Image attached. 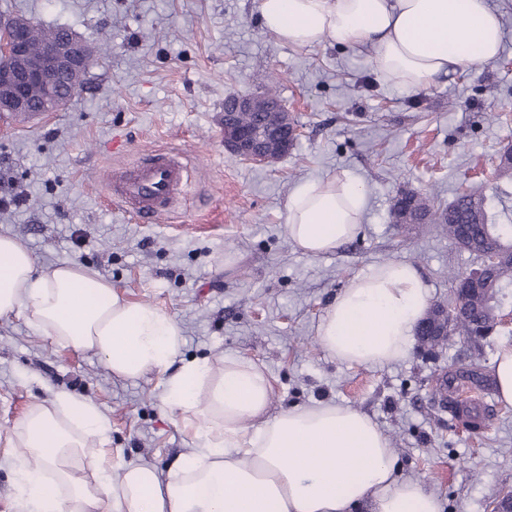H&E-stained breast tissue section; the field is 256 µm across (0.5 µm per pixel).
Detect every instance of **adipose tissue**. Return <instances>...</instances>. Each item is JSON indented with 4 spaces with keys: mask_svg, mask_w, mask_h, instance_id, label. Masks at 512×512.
<instances>
[{
    "mask_svg": "<svg viewBox=\"0 0 512 512\" xmlns=\"http://www.w3.org/2000/svg\"><path fill=\"white\" fill-rule=\"evenodd\" d=\"M257 9L282 41L367 48L375 71L405 89L498 57L504 39L488 0H258ZM366 204L345 174L302 183L288 198V237L310 257L334 252L360 234ZM428 301L412 264L384 262L348 281L316 338L340 362L390 364L410 354ZM16 312L117 377L160 376L165 409L196 439L165 472L113 461L99 407L48 387L12 430L19 512H441L421 480L396 479L387 437L362 412L319 402L271 413L270 378L240 356L170 372L185 344L173 314L78 263L39 269L20 239L0 234V318Z\"/></svg>",
    "mask_w": 512,
    "mask_h": 512,
    "instance_id": "adipose-tissue-1",
    "label": "adipose tissue"
}]
</instances>
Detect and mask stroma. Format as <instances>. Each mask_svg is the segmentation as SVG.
<instances>
[{
	"instance_id": "stroma-1",
	"label": "stroma",
	"mask_w": 512,
	"mask_h": 512,
	"mask_svg": "<svg viewBox=\"0 0 512 512\" xmlns=\"http://www.w3.org/2000/svg\"><path fill=\"white\" fill-rule=\"evenodd\" d=\"M490 4L504 24L500 55L409 90L380 78L369 52L282 43L259 25L257 0H0V17L71 29L94 49L63 108L0 123V192L16 197L0 206V234L20 238L40 268L77 262L174 314L184 358L251 359L272 382V410L331 401L365 413L393 442L401 478L422 480L441 512H490L512 490V406L475 392L471 427L437 389L464 361L490 371L512 331L479 352L456 335L376 366L341 363L316 340L329 303L375 264H413L434 303L476 266L445 226L394 224L401 191L445 205L480 184L497 223L512 219V182L495 176L512 147V0ZM273 73L300 136L273 166L247 164L225 153L219 116L229 96L264 93ZM158 149L187 154L190 178L171 214L137 221L106 202L100 176ZM339 173L367 193L363 230L306 256L288 238L285 203L298 184ZM45 382L100 407L114 459L165 468L194 446L163 407L159 378L118 379L24 315L0 318V512H16L12 428Z\"/></svg>"
}]
</instances>
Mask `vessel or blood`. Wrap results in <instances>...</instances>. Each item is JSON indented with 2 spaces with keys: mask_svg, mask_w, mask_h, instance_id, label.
Listing matches in <instances>:
<instances>
[{
  "mask_svg": "<svg viewBox=\"0 0 512 512\" xmlns=\"http://www.w3.org/2000/svg\"><path fill=\"white\" fill-rule=\"evenodd\" d=\"M188 179L179 157L154 151L136 167L106 172L102 184L108 198L122 203L133 217H159L166 213Z\"/></svg>",
  "mask_w": 512,
  "mask_h": 512,
  "instance_id": "1",
  "label": "vessel or blood"
}]
</instances>
